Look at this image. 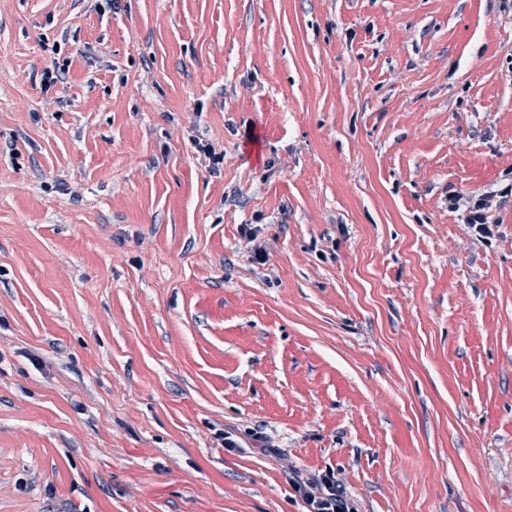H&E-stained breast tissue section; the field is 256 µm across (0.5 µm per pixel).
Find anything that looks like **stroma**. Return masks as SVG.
I'll return each mask as SVG.
<instances>
[{
  "instance_id": "1",
  "label": "stroma",
  "mask_w": 512,
  "mask_h": 512,
  "mask_svg": "<svg viewBox=\"0 0 512 512\" xmlns=\"http://www.w3.org/2000/svg\"><path fill=\"white\" fill-rule=\"evenodd\" d=\"M510 182L497 0H0V512H512ZM508 197H512L511 184L502 188H489L477 198L451 193L448 195V208L461 212L465 224H469L477 233L487 235L491 231L490 223H494L490 221L488 212ZM288 483L304 501L307 512L355 510L332 471L314 473L305 479L288 476Z\"/></svg>"
}]
</instances>
